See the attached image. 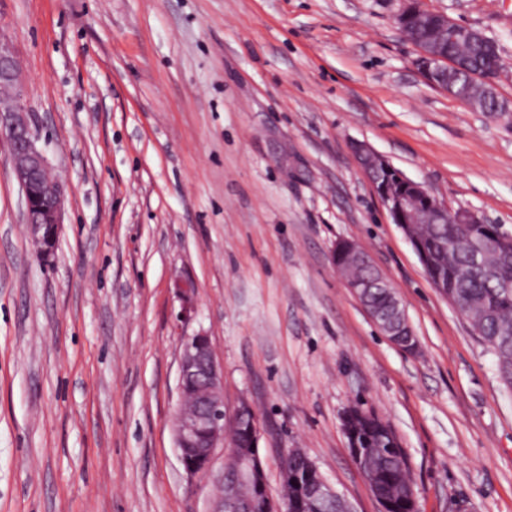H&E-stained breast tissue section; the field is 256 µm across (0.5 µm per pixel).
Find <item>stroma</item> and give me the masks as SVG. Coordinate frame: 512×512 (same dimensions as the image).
<instances>
[{
  "instance_id": "obj_1",
  "label": "stroma",
  "mask_w": 512,
  "mask_h": 512,
  "mask_svg": "<svg viewBox=\"0 0 512 512\" xmlns=\"http://www.w3.org/2000/svg\"><path fill=\"white\" fill-rule=\"evenodd\" d=\"M495 37L512 0H426ZM400 0H0V38L64 194L42 260L0 141V512H215L173 434L181 339L209 336L249 401L269 491L299 447L355 512L380 506L342 416L388 420L419 512H512V389L431 284L351 145L512 233V112L428 86ZM362 246L416 352L337 274ZM376 449L377 448H370L366 452H363L361 448H350L349 449V453H350V456H351L353 464L355 465V467L357 468L358 472L362 475V477L364 478V480L368 484V486H369V488H370V490H371L373 495H374V493L372 491V487H373L374 478H373L372 473H370L369 471H367L365 469V467H364V460H365L367 455L371 454ZM374 497H375V499L377 500V502L379 503V505L381 507L380 512H389L388 510L391 507V502L388 499H386V498L377 497L375 495H374Z\"/></svg>"
}]
</instances>
